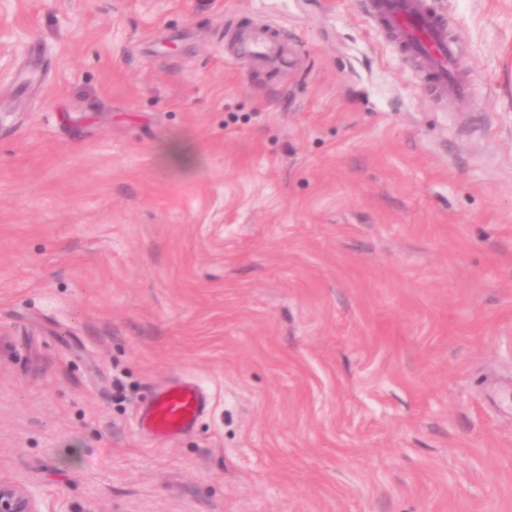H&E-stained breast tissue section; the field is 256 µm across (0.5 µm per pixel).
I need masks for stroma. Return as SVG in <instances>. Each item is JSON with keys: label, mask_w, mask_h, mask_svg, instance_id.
Returning <instances> with one entry per match:
<instances>
[{"label": "stroma", "mask_w": 512, "mask_h": 512, "mask_svg": "<svg viewBox=\"0 0 512 512\" xmlns=\"http://www.w3.org/2000/svg\"><path fill=\"white\" fill-rule=\"evenodd\" d=\"M435 3L471 99L364 0H0V476L44 512H512V0ZM257 25L293 67L232 54ZM184 377L206 413L142 435ZM209 398L191 379L159 389L139 412V423L156 437L179 438L189 433L207 409Z\"/></svg>", "instance_id": "obj_1"}]
</instances>
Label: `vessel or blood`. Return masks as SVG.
Masks as SVG:
<instances>
[{
    "instance_id": "vessel-or-blood-1",
    "label": "vessel or blood",
    "mask_w": 512,
    "mask_h": 512,
    "mask_svg": "<svg viewBox=\"0 0 512 512\" xmlns=\"http://www.w3.org/2000/svg\"><path fill=\"white\" fill-rule=\"evenodd\" d=\"M366 8L378 25L399 33L404 51L419 62L435 96L471 97L473 86L458 69V44L430 0H368ZM239 41L256 71L283 68L292 61L277 29H245ZM208 405L209 398L197 382L176 381L156 391L140 410L139 423L153 436L178 438L194 428Z\"/></svg>"
}]
</instances>
